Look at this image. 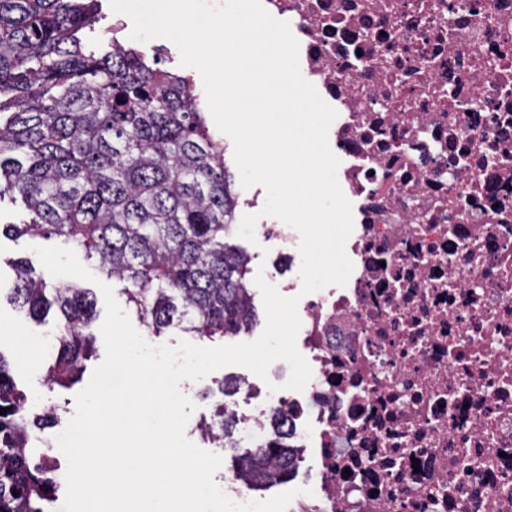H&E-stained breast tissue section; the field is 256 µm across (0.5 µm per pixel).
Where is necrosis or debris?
Here are the masks:
<instances>
[{
	"instance_id": "obj_1",
	"label": "necrosis or debris",
	"mask_w": 512,
	"mask_h": 512,
	"mask_svg": "<svg viewBox=\"0 0 512 512\" xmlns=\"http://www.w3.org/2000/svg\"><path fill=\"white\" fill-rule=\"evenodd\" d=\"M338 113L345 286L301 296L287 512H512V0H261ZM301 280L294 228L264 225Z\"/></svg>"
}]
</instances>
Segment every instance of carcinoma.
<instances>
[{"mask_svg":"<svg viewBox=\"0 0 512 512\" xmlns=\"http://www.w3.org/2000/svg\"><path fill=\"white\" fill-rule=\"evenodd\" d=\"M97 5L0 0V200L31 215L1 224L0 236H56L82 250L156 338L175 323L201 342L247 333L258 315L249 259L224 243L237 206L224 143L186 77L83 41ZM13 271L14 307L38 323L57 314L44 383L70 389L96 353L97 300L88 288L48 287L26 260ZM28 400L0 352V512H46L66 490L59 459L28 445ZM198 430L225 448L237 420L221 408ZM292 462L277 432L238 458L234 476L262 487Z\"/></svg>","mask_w":512,"mask_h":512,"instance_id":"obj_1","label":"carcinoma"}]
</instances>
